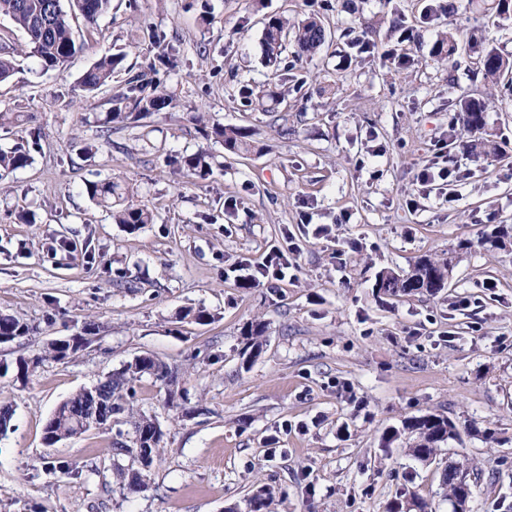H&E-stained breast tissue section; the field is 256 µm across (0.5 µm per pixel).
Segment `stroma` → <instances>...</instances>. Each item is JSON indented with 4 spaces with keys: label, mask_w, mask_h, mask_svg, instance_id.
Returning <instances> with one entry per match:
<instances>
[{
    "label": "stroma",
    "mask_w": 512,
    "mask_h": 512,
    "mask_svg": "<svg viewBox=\"0 0 512 512\" xmlns=\"http://www.w3.org/2000/svg\"><path fill=\"white\" fill-rule=\"evenodd\" d=\"M112 0L96 25L68 16L80 50L58 71L19 58L0 85V148L39 135L31 163L0 180V314L31 326L0 344V507L6 512H238L257 487L270 512H385L411 491L452 512L446 465L466 469L471 512H512V245L485 242L512 224V94L485 82L477 59H512V0ZM208 21H201V12ZM316 14L326 41L301 59L265 62L267 16ZM167 35L176 61L166 88L175 108L141 125L100 124L126 69L157 53L143 27ZM467 36L449 62L435 55L447 27ZM126 52L124 72L91 94L73 92L98 58ZM252 91L246 103L243 90ZM280 97L262 111L257 100ZM485 102L480 137L500 156L466 155L450 142L460 94ZM246 128L253 144L210 175L186 178L174 155L220 153L191 119ZM98 143L91 156L82 143ZM456 181L419 185L420 164ZM121 185L153 210L132 231L113 223L84 184ZM287 250L290 279L244 287L233 269ZM424 255L453 257L448 287L393 297L373 284L384 268ZM494 282L491 290L483 282ZM471 300L455 307L458 297ZM209 319L198 323L196 310ZM267 329L257 356L242 335ZM89 334L28 382L15 362L56 339ZM151 355L178 375L134 381L127 413L49 446L44 427L80 388ZM433 411L459 431L435 459L383 437ZM163 431L146 487L113 442L134 437L135 416ZM81 470L72 479L59 463Z\"/></svg>",
    "instance_id": "1"
}]
</instances>
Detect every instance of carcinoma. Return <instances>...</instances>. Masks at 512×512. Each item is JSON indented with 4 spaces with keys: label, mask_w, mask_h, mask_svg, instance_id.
<instances>
[{
    "label": "carcinoma",
    "mask_w": 512,
    "mask_h": 512,
    "mask_svg": "<svg viewBox=\"0 0 512 512\" xmlns=\"http://www.w3.org/2000/svg\"><path fill=\"white\" fill-rule=\"evenodd\" d=\"M70 2L80 12L89 25L97 23L111 7L112 0H0V15L8 17L13 25L22 32L25 42L7 50L0 44V82L8 80L15 71L14 56L24 54L36 60L41 70L54 71L64 67L66 62L79 50L72 35L64 2ZM293 35L295 56L299 57L320 46L325 39V29L318 16L313 15L302 20L288 30V21L271 15L264 25V44L266 57L270 64L281 62L283 46L288 35ZM149 41L159 48L158 54L149 65V73L138 74L128 80L127 86L111 99L110 111L106 123H136L145 117L176 106L173 95L163 86V77L175 69V62L169 50L165 48L166 34L157 29L148 31ZM461 34H448V37L436 45V55L453 59L459 51ZM125 59V54H105L95 61L78 79L77 91L93 92L112 78ZM480 66L485 78L496 84L502 80L512 85V61L503 58L493 50L480 57ZM456 123L464 132L473 133L483 128L484 115L480 104L468 100L456 105ZM195 121L202 124L204 138L223 147L225 153L239 156L252 148L249 134L244 129L220 124L207 126L202 118ZM37 144V140H32ZM30 144V145H32ZM29 144H16L11 148H0V179L18 169L24 168L32 160ZM212 155L204 150L192 154L176 156L172 160L174 169L185 176H204L211 169ZM85 192L94 200L108 208L112 218L118 224L136 230L144 224L154 223V214L139 206L125 202L119 184L110 180L88 181ZM453 270V258L420 257L413 269L403 275L384 270L376 275L374 288L384 295H434L448 287V279ZM266 331L265 323L252 321L242 332L247 341L250 354L255 355L262 347V337ZM30 334V327L11 315H0V336L11 342ZM82 344L76 339L56 340L36 357L28 360L21 357L16 360V377L25 382L39 363L52 359L64 360L77 353ZM152 374L155 379L168 387L176 385V377L160 360L144 356L129 363L122 371L116 372L104 381L90 387H84L55 410V419L48 425L47 432L57 440L80 436L91 429H97L112 420L115 415L126 411L123 392L129 383L143 375ZM412 439L409 451L422 461L436 457L439 448L450 440L457 439L459 432L455 423L441 413H426L409 418L403 422L402 429L387 434L390 443L401 435ZM161 432L156 430L155 420L140 416L135 421V436L132 444L113 443L111 452L126 453L145 466L138 469L117 471L121 484L132 492L145 485L158 457ZM273 491L259 487V491L248 499L249 512H267ZM418 505L419 512H433L429 504L420 500L416 494H401L387 503L386 512H411L407 504Z\"/></svg>",
    "instance_id": "obj_1"
}]
</instances>
